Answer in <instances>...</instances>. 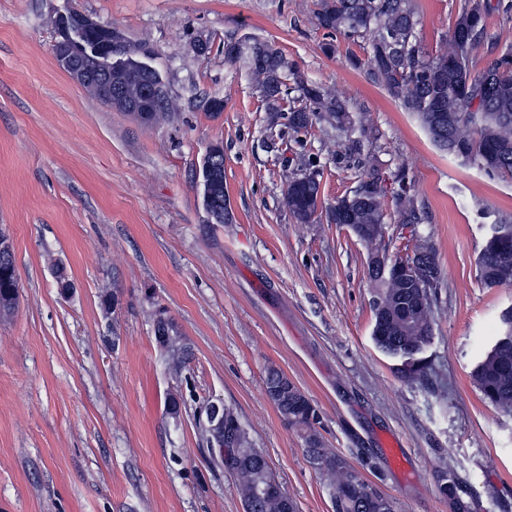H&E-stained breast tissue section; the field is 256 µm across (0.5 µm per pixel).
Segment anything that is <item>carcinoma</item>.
Here are the masks:
<instances>
[{
	"mask_svg": "<svg viewBox=\"0 0 512 512\" xmlns=\"http://www.w3.org/2000/svg\"><path fill=\"white\" fill-rule=\"evenodd\" d=\"M489 4L470 0L459 15L448 51L427 56L417 34L419 20L411 0H318L316 19L328 36L368 37L367 63L349 57L354 68L366 67L368 78L383 86L412 113L442 150L474 164L490 176H512V53L503 52L489 67L474 74L471 51L486 34ZM256 78L271 112H288V134L297 138L316 123H324L338 133L355 129L356 119L346 100L325 92L297 75L294 63L269 43L255 42L237 55ZM83 66L88 82L83 87L100 100H106L98 64L86 59ZM145 76L135 61L113 71L112 84L123 89L125 98L140 100ZM348 165L361 172L351 194L328 208L332 224H353L357 236L370 243L380 236L379 227L386 214L382 199L386 179L369 164L360 139L346 145ZM321 170L309 163V171L288 181L285 203L300 223L315 221L320 191ZM204 203L214 224L231 221L228 196L224 191V168L213 169L204 157ZM405 170L396 175L399 192L393 194L400 224H421L424 213L404 188ZM406 262L414 268L411 281L399 275L383 276L370 270L382 284L374 300L375 322L372 337L385 354L412 365L408 374L422 371V354L432 336L431 315L436 301L440 271L433 249L415 248ZM479 277L489 288L512 284V242L491 235L481 250ZM18 281L13 256H0V306L11 305ZM506 334L499 337L473 370V378L489 403L512 410V309L503 315ZM157 341L168 346L178 334L174 322L160 315L156 319ZM278 385L286 387L284 396L270 398L285 421L307 429L306 452L320 471L339 472L341 479L332 492L334 512H394L393 501L370 486L344 459L322 450L315 430L316 409L308 397L287 376L271 368L265 378L266 392ZM224 422L235 431L236 457L221 454L224 466L241 485L250 512H289L294 503L286 502L265 456L253 448L237 417L224 411ZM449 495L455 512H470L463 500L466 490L455 480L440 486Z\"/></svg>",
	"mask_w": 512,
	"mask_h": 512,
	"instance_id": "cac0c4a2",
	"label": "carcinoma"
}]
</instances>
